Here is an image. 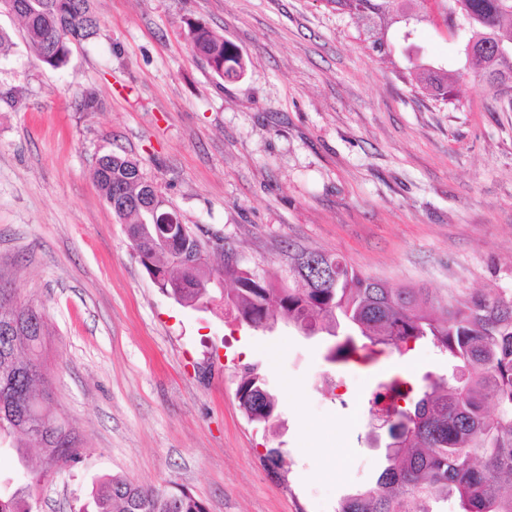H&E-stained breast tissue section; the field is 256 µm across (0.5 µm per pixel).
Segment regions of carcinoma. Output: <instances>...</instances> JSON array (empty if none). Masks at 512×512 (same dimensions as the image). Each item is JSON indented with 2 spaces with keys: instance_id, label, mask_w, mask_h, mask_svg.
Wrapping results in <instances>:
<instances>
[{
  "instance_id": "carcinoma-1",
  "label": "carcinoma",
  "mask_w": 512,
  "mask_h": 512,
  "mask_svg": "<svg viewBox=\"0 0 512 512\" xmlns=\"http://www.w3.org/2000/svg\"><path fill=\"white\" fill-rule=\"evenodd\" d=\"M25 39L42 62L63 65L74 41L87 40L99 28L92 0H17ZM325 5L362 26L365 41L380 59L390 57L391 42L408 44L416 26L430 21L427 0H324ZM442 15L455 14L462 32L468 75L500 95L512 89V0H437ZM193 52L222 79L244 70L236 48L202 23L187 25ZM509 57L494 53L497 44ZM473 52H468V49ZM404 79L415 89L443 101L453 99L448 65L410 61ZM96 185L120 221L135 231L153 204L164 202L139 163L112 152L98 157ZM205 246L199 235L180 241L182 259L152 253L153 274L177 302L200 307L212 296L209 281L224 275L236 288L224 293L235 318L288 322L320 328L336 338L327 359L355 369L378 366L385 354L405 356L421 344L433 346L448 361V373L423 377L417 386L401 370L383 373L371 392L369 413L384 399L386 465L375 481L344 496L336 512H434V504L452 500L460 512H512V296L472 293L445 304L423 288H391L363 276L336 255L315 252L317 265L334 269L325 288L312 266L297 251L288 266V283L263 272L254 279L217 266L192 265ZM12 316L18 332L0 329V436L12 438L20 459L28 449L68 463L82 461L73 432H39L32 422L45 413V371L38 368L46 323L34 305L21 302L0 280V317ZM238 399L252 422L269 425L277 408L265 375L247 365L239 376ZM44 479L37 471L25 485L0 476V512H35V488ZM95 512H206L204 504L179 486L151 487L121 476L101 481L93 491Z\"/></svg>"
}]
</instances>
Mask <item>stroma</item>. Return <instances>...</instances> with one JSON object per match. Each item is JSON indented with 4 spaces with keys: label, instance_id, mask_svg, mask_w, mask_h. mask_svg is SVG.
Returning <instances> with one entry per match:
<instances>
[{
    "label": "stroma",
    "instance_id": "obj_1",
    "mask_svg": "<svg viewBox=\"0 0 512 512\" xmlns=\"http://www.w3.org/2000/svg\"><path fill=\"white\" fill-rule=\"evenodd\" d=\"M97 35L55 69L0 12V274L44 306L47 407L85 460L38 487L37 512H92L106 475L179 485L207 512H336L384 463L368 400L384 370L445 373L427 347L376 370L327 361L329 336L256 331L222 306L157 288L98 191L95 159L134 158L182 223L276 275L300 249L343 257L440 300L512 295V92L461 85V105L412 91L323 0H93ZM204 22L246 62L218 77L184 37ZM421 58L464 66L417 27ZM93 94L98 109L79 103ZM286 341L271 355L268 347ZM258 365L279 418L250 421L238 376ZM282 448L286 472L263 463Z\"/></svg>",
    "mask_w": 512,
    "mask_h": 512
}]
</instances>
